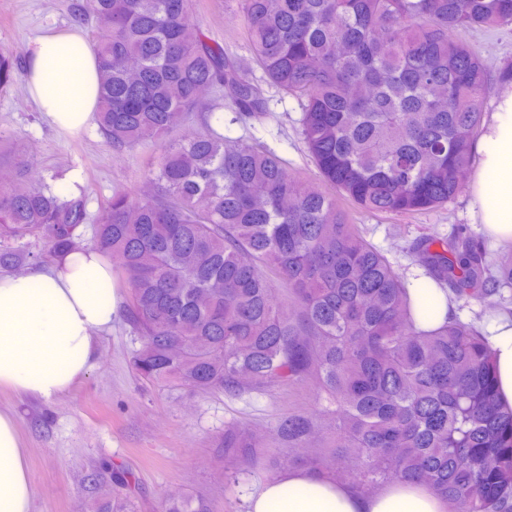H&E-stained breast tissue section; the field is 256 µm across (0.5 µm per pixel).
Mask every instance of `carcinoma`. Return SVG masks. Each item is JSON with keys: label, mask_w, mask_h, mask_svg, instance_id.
<instances>
[{"label": "carcinoma", "mask_w": 512, "mask_h": 512, "mask_svg": "<svg viewBox=\"0 0 512 512\" xmlns=\"http://www.w3.org/2000/svg\"><path fill=\"white\" fill-rule=\"evenodd\" d=\"M95 17L96 120L115 150L151 151L156 195L120 189L96 218L87 196L63 197L13 159L0 185V270L80 249L86 228L129 284L126 323L146 383L200 393H267L310 385L309 411H290L271 437L288 463L361 495L418 482L451 512H512V408L501 405L493 351L473 323L422 329L393 263L353 223L348 202L413 215L457 196L474 163L490 76L464 34L512 25V0H244L239 18L263 73L210 44L192 0H77ZM22 68L0 50V86ZM301 100V135L320 183L306 182L257 143L228 146L204 123L208 86L241 116L265 118L262 83ZM455 298L499 306L512 253L492 256L459 228L410 247ZM333 424L328 457L293 453ZM226 479L272 462L224 429ZM90 512H135L134 474L93 470ZM162 512H213L171 493Z\"/></svg>", "instance_id": "obj_1"}]
</instances>
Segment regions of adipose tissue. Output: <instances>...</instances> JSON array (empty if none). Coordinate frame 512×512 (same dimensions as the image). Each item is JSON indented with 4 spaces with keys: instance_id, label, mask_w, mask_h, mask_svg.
Instances as JSON below:
<instances>
[{
    "instance_id": "obj_1",
    "label": "adipose tissue",
    "mask_w": 512,
    "mask_h": 512,
    "mask_svg": "<svg viewBox=\"0 0 512 512\" xmlns=\"http://www.w3.org/2000/svg\"><path fill=\"white\" fill-rule=\"evenodd\" d=\"M28 93L45 121L67 133L88 130L97 109L98 57L81 30H49L28 46ZM475 217L495 242H512V85L500 87L475 144ZM112 265L100 252L59 254L47 270L0 276V388L50 399L94 365L98 332L120 315ZM501 398L512 405V321L489 338ZM33 488L15 417L0 411V512H30ZM248 512H448L420 484L396 482L364 497L348 484L304 470L266 482Z\"/></svg>"
}]
</instances>
